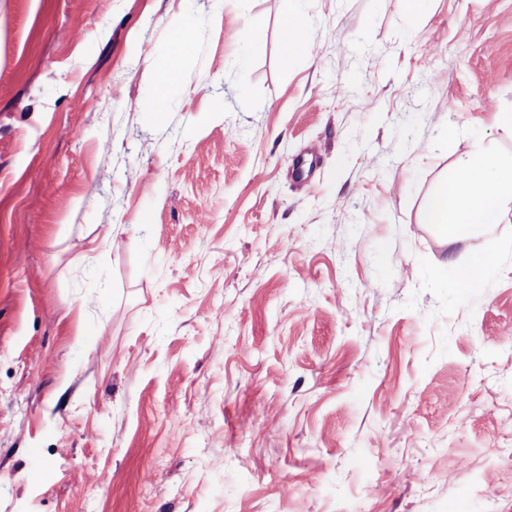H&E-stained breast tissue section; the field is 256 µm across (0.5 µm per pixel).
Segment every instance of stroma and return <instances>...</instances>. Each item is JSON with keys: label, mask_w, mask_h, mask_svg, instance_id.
<instances>
[{"label": "stroma", "mask_w": 512, "mask_h": 512, "mask_svg": "<svg viewBox=\"0 0 512 512\" xmlns=\"http://www.w3.org/2000/svg\"><path fill=\"white\" fill-rule=\"evenodd\" d=\"M296 4L0 0V512H512V0ZM281 10V34L285 46L284 62L288 65L290 56L308 52L306 32L307 20L299 13L295 0H283ZM195 51L193 30L180 26L175 31L172 52L168 60L153 68L154 104L158 112L166 110L171 90L176 83L181 63ZM512 200V156L471 153L458 175L427 200L425 223L435 224L449 240L492 234L504 202ZM497 254L488 249L475 256L460 271L455 280V288L460 293H468L483 284L490 268L495 264Z\"/></svg>", "instance_id": "1"}]
</instances>
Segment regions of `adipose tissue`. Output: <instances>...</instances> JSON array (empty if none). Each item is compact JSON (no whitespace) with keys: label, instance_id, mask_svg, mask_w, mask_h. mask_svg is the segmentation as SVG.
<instances>
[{"label":"adipose tissue","instance_id":"adipose-tissue-1","mask_svg":"<svg viewBox=\"0 0 512 512\" xmlns=\"http://www.w3.org/2000/svg\"><path fill=\"white\" fill-rule=\"evenodd\" d=\"M195 51L191 27L177 28L168 60L154 68V104L165 111L181 63ZM512 199V156L471 153L458 175L445 181L427 200L426 223L451 240L492 234L503 205Z\"/></svg>","mask_w":512,"mask_h":512}]
</instances>
